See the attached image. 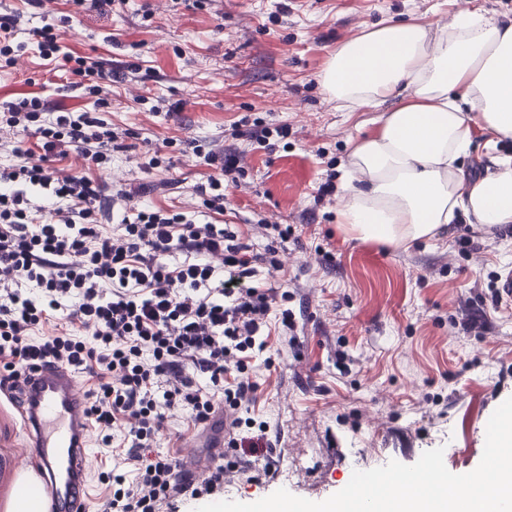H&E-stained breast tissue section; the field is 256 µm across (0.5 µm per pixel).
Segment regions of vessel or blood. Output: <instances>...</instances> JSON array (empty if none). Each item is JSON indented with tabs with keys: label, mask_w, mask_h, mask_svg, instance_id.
<instances>
[{
	"label": "vessel or blood",
	"mask_w": 512,
	"mask_h": 512,
	"mask_svg": "<svg viewBox=\"0 0 512 512\" xmlns=\"http://www.w3.org/2000/svg\"><path fill=\"white\" fill-rule=\"evenodd\" d=\"M28 438V462L20 474L36 473L48 512H88L91 434L83 384L70 370L43 366L24 383L19 402ZM214 455L224 449V412L216 410L204 430Z\"/></svg>",
	"instance_id": "vessel-or-blood-1"
}]
</instances>
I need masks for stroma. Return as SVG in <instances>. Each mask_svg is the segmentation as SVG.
Masks as SVG:
<instances>
[{"label":"stroma","mask_w":512,"mask_h":512,"mask_svg":"<svg viewBox=\"0 0 512 512\" xmlns=\"http://www.w3.org/2000/svg\"><path fill=\"white\" fill-rule=\"evenodd\" d=\"M466 9L512 22V0H118L90 15L71 0L41 9L0 0V15L21 14L13 38L24 47L16 66L0 68V101L41 92L63 108L98 110L126 136L108 171L70 156L57 158L59 171L138 187L140 209L198 212L194 188L220 168L195 147L229 145L245 175L227 189L220 222L257 252L266 245L257 223L295 232L270 284L292 294L297 340L270 336V362L252 374L251 415L266 421L270 445L257 454L225 446V500L252 503L284 488L320 502L354 471L411 465L438 447L454 474L481 461L488 420L512 397V302L493 308L489 288L512 269V233L483 230L468 254L456 245L473 221L464 214L446 236L406 249L345 234L337 217L350 144L378 132L381 111L338 108L321 85L336 47L379 23L435 33ZM47 23L58 24L64 52L121 81L95 96L73 88L37 49L32 31ZM256 123L288 125V136L261 146L248 137ZM472 139L463 170L489 173L512 157V140L489 143L478 128ZM328 181L338 189L319 199ZM25 441L15 410L0 403V512L11 510V461ZM249 469L259 481L247 480Z\"/></svg>","instance_id":"1"}]
</instances>
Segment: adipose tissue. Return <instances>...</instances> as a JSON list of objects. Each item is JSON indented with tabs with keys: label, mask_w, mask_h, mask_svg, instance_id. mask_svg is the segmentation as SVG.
<instances>
[{
	"label": "adipose tissue",
	"mask_w": 512,
	"mask_h": 512,
	"mask_svg": "<svg viewBox=\"0 0 512 512\" xmlns=\"http://www.w3.org/2000/svg\"><path fill=\"white\" fill-rule=\"evenodd\" d=\"M349 110L401 104L353 146L339 222L355 238L399 248L439 238L458 213L512 224V162L465 183L472 125L512 139V23L478 11L439 34L390 22L336 48L322 76Z\"/></svg>",
	"instance_id": "ef3b65f1"
}]
</instances>
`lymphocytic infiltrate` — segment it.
<instances>
[{"mask_svg":"<svg viewBox=\"0 0 512 512\" xmlns=\"http://www.w3.org/2000/svg\"><path fill=\"white\" fill-rule=\"evenodd\" d=\"M27 130L43 140L40 162L0 169V394L41 362L95 378L86 413L99 447L112 451L98 475L111 486L98 512H181L223 493V463L195 472L158 442L183 412L199 427L220 407L231 428L252 426L240 416L256 400L251 361L270 324L294 328L276 289L255 279L281 271L278 246L291 228L261 225L279 239L261 253L230 225L184 211L140 209L111 230L98 220L103 183L62 174L53 160L63 147L104 167L119 134L100 113L59 111L38 96L0 102V147ZM196 153L221 166L195 192L223 213L224 181L241 173L240 156ZM29 185L49 192L45 220Z\"/></svg>","mask_w":512,"mask_h":512,"instance_id":"lymphocytic-infiltrate-1","label":"lymphocytic infiltrate"}]
</instances>
